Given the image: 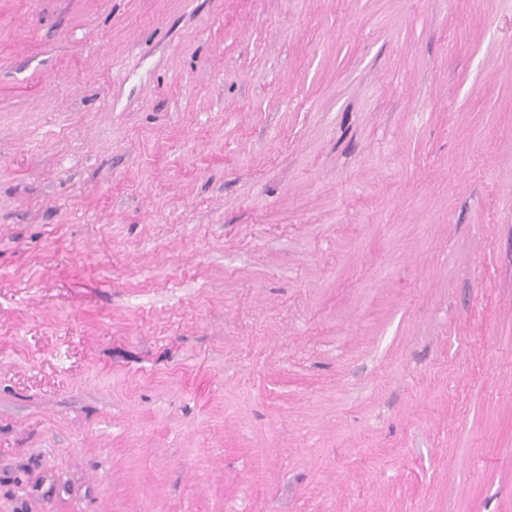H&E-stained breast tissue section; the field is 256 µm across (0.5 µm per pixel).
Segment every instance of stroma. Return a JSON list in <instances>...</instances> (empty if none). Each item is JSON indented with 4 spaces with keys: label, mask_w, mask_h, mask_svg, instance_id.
Instances as JSON below:
<instances>
[{
    "label": "stroma",
    "mask_w": 512,
    "mask_h": 512,
    "mask_svg": "<svg viewBox=\"0 0 512 512\" xmlns=\"http://www.w3.org/2000/svg\"><path fill=\"white\" fill-rule=\"evenodd\" d=\"M0 512H512V0H0Z\"/></svg>",
    "instance_id": "1"
}]
</instances>
